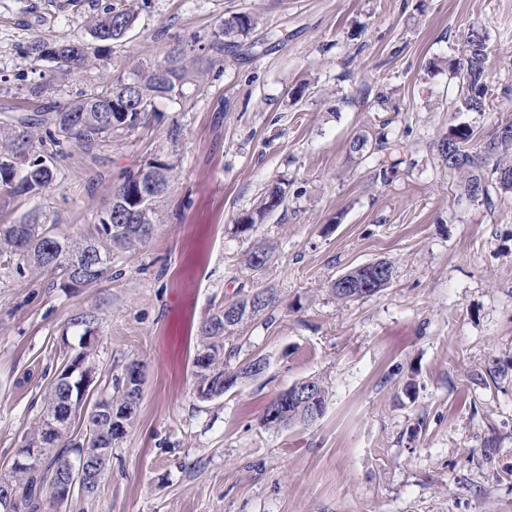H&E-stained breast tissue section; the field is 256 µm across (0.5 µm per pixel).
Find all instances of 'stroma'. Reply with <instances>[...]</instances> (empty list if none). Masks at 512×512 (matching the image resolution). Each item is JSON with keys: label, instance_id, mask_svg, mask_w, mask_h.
Wrapping results in <instances>:
<instances>
[{"label": "stroma", "instance_id": "obj_1", "mask_svg": "<svg viewBox=\"0 0 512 512\" xmlns=\"http://www.w3.org/2000/svg\"><path fill=\"white\" fill-rule=\"evenodd\" d=\"M123 5L0 0V119L56 111L173 41L209 46L234 13L259 23L248 59L216 64L186 104L157 100L147 124L89 149L37 145L57 181L15 196L11 217L41 209L68 238L97 223L124 171L154 156L173 170L151 243L114 251L111 280L73 290L0 270V477L51 379L85 349L97 378L136 360L145 383L104 479L69 512H512V194L467 197L435 147L454 125L483 140L512 122V0H145L127 37L77 74L26 55ZM474 28L493 98L461 112L451 70ZM381 133L404 146L386 183L349 153ZM277 181L285 208L239 231ZM259 241L271 258L255 272ZM384 259L385 288L336 299V277ZM265 288L276 305L225 344L231 370L261 356L266 372L200 400L203 321ZM81 311L97 317L87 342L70 325ZM494 362L508 370L488 387ZM309 378L328 391L323 416L264 426L269 400Z\"/></svg>", "mask_w": 512, "mask_h": 512}]
</instances>
